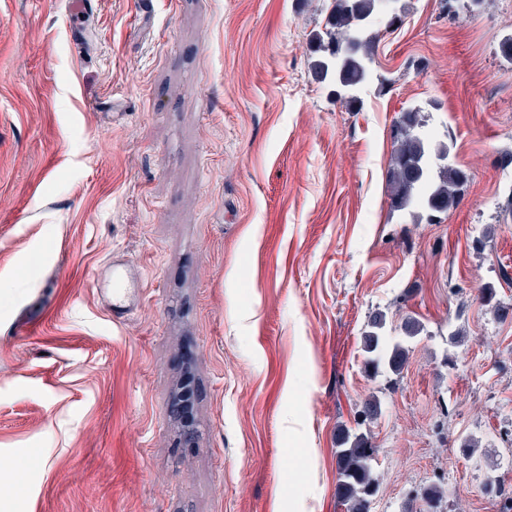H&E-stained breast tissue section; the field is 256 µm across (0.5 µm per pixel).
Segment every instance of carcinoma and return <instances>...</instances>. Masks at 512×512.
Returning <instances> with one entry per match:
<instances>
[{
  "instance_id": "carcinoma-1",
  "label": "carcinoma",
  "mask_w": 512,
  "mask_h": 512,
  "mask_svg": "<svg viewBox=\"0 0 512 512\" xmlns=\"http://www.w3.org/2000/svg\"><path fill=\"white\" fill-rule=\"evenodd\" d=\"M394 0H327L329 14L325 31L313 34L315 57L311 69L315 79L329 83L343 93L342 102L352 104L355 93L370 79L378 35L359 30L357 16L373 21ZM451 148L433 142L421 130L418 110L400 112L393 129V150L389 168L391 207L395 211L420 208L425 219L433 223L437 214L445 213L458 201L467 179L466 173L453 163H437L449 158ZM386 318L381 312L369 316L362 336L365 368L400 374L410 354V343L424 331L423 325L411 318L401 325L403 337L396 341L383 333ZM377 448L369 432L356 430L341 433L336 449L338 496L345 512H369L367 490L379 488L374 469Z\"/></svg>"
}]
</instances>
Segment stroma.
Here are the masks:
<instances>
[{"mask_svg":"<svg viewBox=\"0 0 512 512\" xmlns=\"http://www.w3.org/2000/svg\"><path fill=\"white\" fill-rule=\"evenodd\" d=\"M68 2L0 0V473L26 474L0 512H344L338 434L372 394V512L430 484L502 512L512 0H396L356 104L311 73L324 0ZM413 106L468 175L437 224L391 208ZM116 254L143 275L122 321ZM378 311L425 328L397 375L363 364Z\"/></svg>","mask_w":512,"mask_h":512,"instance_id":"1","label":"stroma"}]
</instances>
